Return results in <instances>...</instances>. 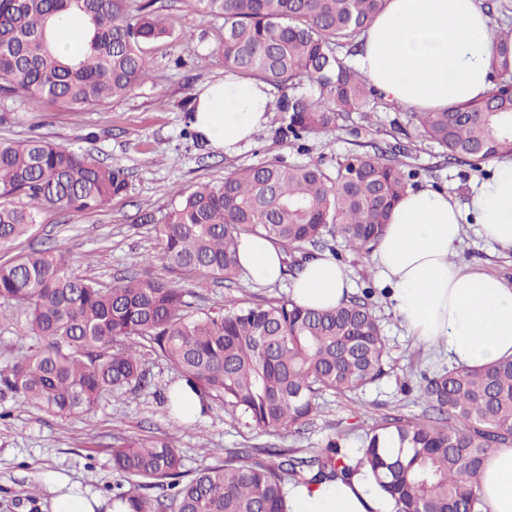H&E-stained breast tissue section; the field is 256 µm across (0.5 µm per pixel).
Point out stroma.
<instances>
[{"instance_id":"35a3bbf8","label":"stroma","mask_w":512,"mask_h":512,"mask_svg":"<svg viewBox=\"0 0 512 512\" xmlns=\"http://www.w3.org/2000/svg\"><path fill=\"white\" fill-rule=\"evenodd\" d=\"M175 35L146 45L154 78L127 97L83 110L49 105L32 107L16 103L0 116V138L42 136L48 141L94 156L102 165H119L128 173V188L96 212H61L43 207L29 237L17 242L15 252L64 243L71 249L82 275L109 284L143 271L164 279L173 277L191 289L200 304L208 306L249 299L289 297L290 280L258 285L242 277L239 285L202 277L172 276L157 261L159 247L153 226L160 223L176 202L177 190H191L223 181L235 167L259 161L331 159L350 153L381 152L405 142L417 175V188L448 192L466 204L474 185L488 178L490 163L458 165L441 156L439 149L418 138H403L405 108L377 112L371 121L345 123L329 136H312L303 144L279 140L278 113L272 112L250 144L227 153L183 135L185 103L208 86L223 81L224 64L214 49L224 34L222 18L185 11L180 0H160ZM192 56L183 67L174 59L184 44ZM152 266H144L146 256ZM340 262L349 271L352 291L372 287L374 311L386 338L390 366L379 380L358 391L354 400L324 395L321 412L301 432L269 435L234 420L222 403L213 402L196 421L185 423L162 402L178 379L163 362L147 360L150 388L118 398L103 399L90 412L59 417L15 403L0 395V512H46L49 493L38 475L43 471L69 473L91 491L112 497L122 482L112 468V449L128 436L163 437L176 434L187 469L198 470L223 460L226 449L241 444L259 447L305 449L324 447L328 437L346 431V447L356 448L375 421L387 415L424 416L418 384L447 366L440 347L424 348L408 336L370 257L339 249ZM456 260L478 265L512 281V252L486 241L477 225L465 227Z\"/></svg>"}]
</instances>
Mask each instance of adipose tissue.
<instances>
[{"label": "adipose tissue", "mask_w": 512, "mask_h": 512, "mask_svg": "<svg viewBox=\"0 0 512 512\" xmlns=\"http://www.w3.org/2000/svg\"><path fill=\"white\" fill-rule=\"evenodd\" d=\"M490 19L479 0H388L363 35L358 69L387 98L423 112L478 100L493 87ZM273 101L263 82L231 78L196 100L191 127L216 149L248 144ZM512 251V158L475 186L467 208L446 192L407 191L394 207L372 254L393 290L395 309L415 342L444 347L452 364L485 365L512 357V283L455 260L463 226ZM283 255L255 235L242 238L240 263L251 281L283 278ZM349 290L345 266L330 256L309 260L292 284L294 301L312 309L336 306ZM50 512H128L62 472L43 474ZM488 512H512V445L492 449L479 476ZM393 505L363 477L292 490L291 512H392Z\"/></svg>", "instance_id": "ef3b65f1"}]
</instances>
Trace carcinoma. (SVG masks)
<instances>
[{
  "instance_id": "carcinoma-1",
  "label": "carcinoma",
  "mask_w": 512,
  "mask_h": 512,
  "mask_svg": "<svg viewBox=\"0 0 512 512\" xmlns=\"http://www.w3.org/2000/svg\"><path fill=\"white\" fill-rule=\"evenodd\" d=\"M224 19L215 54L228 73L282 94L277 133L329 135L355 113L391 110L354 65L360 35L387 0H182ZM493 70L501 82L482 100L409 112L400 131L458 162L512 156V0H492ZM157 0H0V101L92 108L128 96L152 77L143 46L173 31ZM84 48L66 56L60 34ZM401 153L238 166L224 181L185 193L153 225L167 269L234 283L242 237L280 247L299 273L332 242L359 254L378 243L416 172ZM127 173L42 137L0 139V251L28 235L42 207L97 211L126 191ZM25 196L26 207L14 198ZM301 255H295V252ZM351 294L328 310L293 299L202 308L193 293L145 272L104 286L73 271L70 249L19 252L0 264V319L25 316L31 340L0 372V388L47 414L89 412L106 394L146 389L145 356L165 362L199 396L266 433L297 431L329 393L349 397L386 374L387 350L369 302ZM435 416L372 426L355 453L345 432L310 456L245 446L192 472L171 436H130L112 451L128 484L112 498L131 512H289L290 490L372 479L394 512H483L478 476L491 449L512 444V359L443 368L419 385ZM160 489L153 494L151 490Z\"/></svg>"
}]
</instances>
